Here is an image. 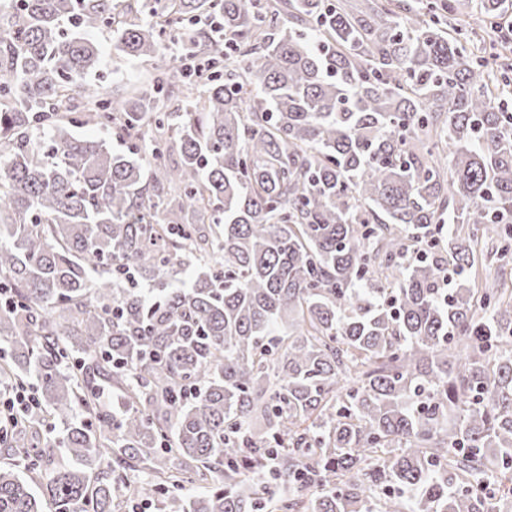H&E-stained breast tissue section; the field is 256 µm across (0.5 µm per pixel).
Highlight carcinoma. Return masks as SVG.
Returning a JSON list of instances; mask_svg holds the SVG:
<instances>
[{
    "label": "carcinoma",
    "instance_id": "1",
    "mask_svg": "<svg viewBox=\"0 0 512 512\" xmlns=\"http://www.w3.org/2000/svg\"><path fill=\"white\" fill-rule=\"evenodd\" d=\"M477 9L479 60L461 0L0 4V382L63 425L3 448L0 512H512V289L473 277L512 265V112ZM201 11L149 86L81 84L96 31L150 59Z\"/></svg>",
    "mask_w": 512,
    "mask_h": 512
}]
</instances>
